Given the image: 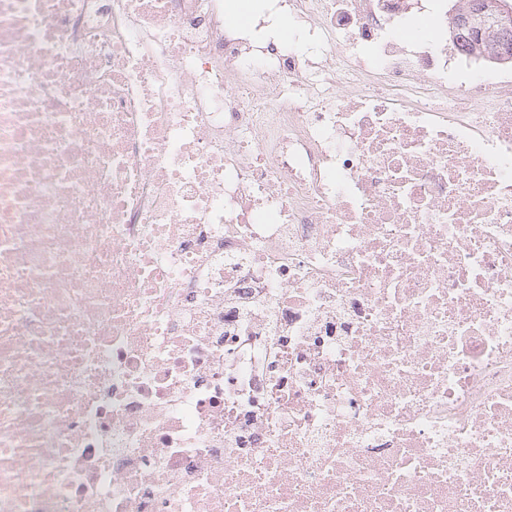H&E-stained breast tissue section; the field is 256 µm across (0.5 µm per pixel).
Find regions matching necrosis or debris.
Returning a JSON list of instances; mask_svg holds the SVG:
<instances>
[{
	"label": "necrosis or debris",
	"instance_id": "necrosis-or-debris-1",
	"mask_svg": "<svg viewBox=\"0 0 512 512\" xmlns=\"http://www.w3.org/2000/svg\"><path fill=\"white\" fill-rule=\"evenodd\" d=\"M262 2L0 0V512H512V76Z\"/></svg>",
	"mask_w": 512,
	"mask_h": 512
}]
</instances>
